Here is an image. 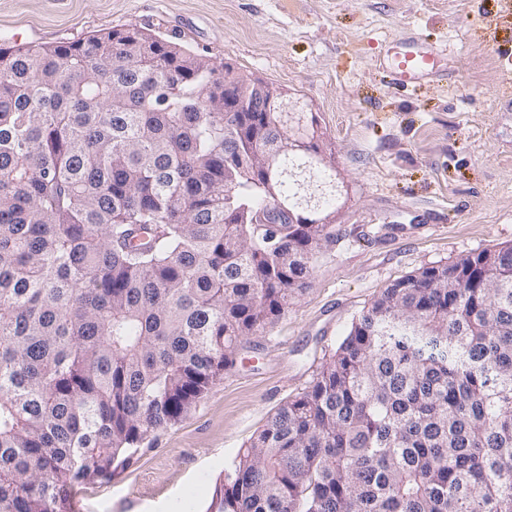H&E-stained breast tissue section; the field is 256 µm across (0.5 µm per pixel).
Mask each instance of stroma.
Masks as SVG:
<instances>
[{"instance_id":"obj_1","label":"stroma","mask_w":512,"mask_h":512,"mask_svg":"<svg viewBox=\"0 0 512 512\" xmlns=\"http://www.w3.org/2000/svg\"><path fill=\"white\" fill-rule=\"evenodd\" d=\"M135 28L289 90L348 185L308 286L196 409L71 512H206L225 469L394 281L512 245V0H0V47ZM441 53L395 85V50Z\"/></svg>"}]
</instances>
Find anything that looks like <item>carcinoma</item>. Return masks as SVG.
I'll use <instances>...</instances> for the list:
<instances>
[{
    "label": "carcinoma",
    "mask_w": 512,
    "mask_h": 512,
    "mask_svg": "<svg viewBox=\"0 0 512 512\" xmlns=\"http://www.w3.org/2000/svg\"><path fill=\"white\" fill-rule=\"evenodd\" d=\"M222 83L134 28L0 47V512H70L306 290L336 166ZM207 512H512V245L378 294Z\"/></svg>",
    "instance_id": "obj_1"
}]
</instances>
